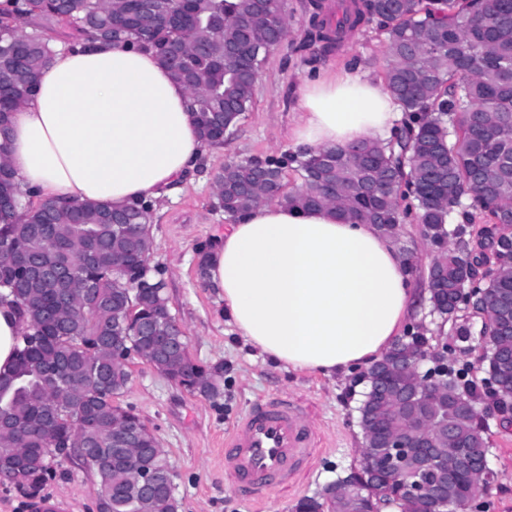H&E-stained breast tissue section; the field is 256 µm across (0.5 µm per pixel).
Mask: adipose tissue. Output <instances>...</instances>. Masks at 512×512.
<instances>
[{"instance_id":"1","label":"adipose tissue","mask_w":512,"mask_h":512,"mask_svg":"<svg viewBox=\"0 0 512 512\" xmlns=\"http://www.w3.org/2000/svg\"><path fill=\"white\" fill-rule=\"evenodd\" d=\"M188 92L153 53L58 52L4 143L16 181L43 199L120 207L175 189L203 150ZM294 150L390 137L402 118L384 86L344 70L304 83ZM207 281L240 336L270 361L331 374L389 350L419 299L392 239L336 209L261 204L207 254Z\"/></svg>"}]
</instances>
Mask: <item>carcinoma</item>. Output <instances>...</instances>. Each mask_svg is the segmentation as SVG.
Here are the masks:
<instances>
[{
    "mask_svg": "<svg viewBox=\"0 0 512 512\" xmlns=\"http://www.w3.org/2000/svg\"><path fill=\"white\" fill-rule=\"evenodd\" d=\"M134 0H9L0 9V63L17 41V24L36 16L48 24L73 22L72 45L125 43L151 51L172 78L189 92L188 107L196 132L218 144L211 122L224 103L225 132L252 107L260 72L269 55L286 39L287 0H166L145 29L126 25ZM378 21L386 31L384 86L405 114L388 141L364 139L296 154L245 158L224 163L214 177V197L232 218L261 203L300 209L332 206L351 223L373 224L400 240L401 225L412 219L423 240L445 260L443 275L429 283V301L445 322L457 324L453 302L470 281L464 236L474 215L493 224L512 225V0H351L336 26L321 22L319 41L328 49L348 31ZM251 44L245 56L224 59V44ZM28 65L17 71L18 95L10 113L31 98L39 76L54 59L51 40L39 33L26 39ZM186 48V57L174 48ZM294 167L298 188L284 190V172ZM22 190L0 149V196ZM459 212L458 245L448 243V217ZM150 206L131 202L122 208L72 203L59 207L45 200L36 208L0 211V303L10 302L24 322L21 348L10 376L0 379V483L28 499L42 491L46 477L63 466L69 448H89V471L97 479L98 499L109 512H178L172 468L155 434L128 407L115 402L131 374L112 357V348L157 353L154 369L193 393L220 395L217 372L179 352L182 337L166 335L169 310L166 283L149 275L153 237ZM39 256L48 265H66L79 286L23 278L24 260ZM512 238H500L484 287L492 300L484 313L488 327L506 328L509 320L498 295L512 296ZM95 292L87 308L85 283ZM151 320L155 337L136 333V322ZM501 399L512 400V369L498 361ZM448 425L456 443L476 451L486 443L475 422L479 386L463 371L448 373ZM366 393L359 411L364 446L359 470L346 477L362 508H372L369 485L375 448L367 424L396 421L392 410H372ZM124 429L151 453L122 467L114 461L113 442ZM447 499L459 502L483 495L489 483L452 456ZM148 466L158 484L141 495L130 472ZM381 500L400 512H434L426 499H406L399 483L384 484ZM296 512H336V503L304 497Z\"/></svg>",
    "mask_w": 512,
    "mask_h": 512,
    "instance_id": "obj_1",
    "label": "carcinoma"
}]
</instances>
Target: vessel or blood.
I'll list each match as a JSON object with an SVG mask.
<instances>
[{
  "instance_id": "b4317fda",
  "label": "vessel or blood",
  "mask_w": 512,
  "mask_h": 512,
  "mask_svg": "<svg viewBox=\"0 0 512 512\" xmlns=\"http://www.w3.org/2000/svg\"><path fill=\"white\" fill-rule=\"evenodd\" d=\"M302 410L280 398L255 404L224 442V469L255 503L288 484L311 455Z\"/></svg>"
}]
</instances>
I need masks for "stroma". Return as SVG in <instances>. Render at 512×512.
Instances as JSON below:
<instances>
[{
	"instance_id": "35a3bbf8",
	"label": "stroma",
	"mask_w": 512,
	"mask_h": 512,
	"mask_svg": "<svg viewBox=\"0 0 512 512\" xmlns=\"http://www.w3.org/2000/svg\"><path fill=\"white\" fill-rule=\"evenodd\" d=\"M340 2L288 0V37L263 66L253 106L225 135L223 144L205 147L195 170L152 211L150 266L167 283L169 308L187 333L190 358L217 369L222 391L217 398H207L169 381L141 359L130 362V382L119 401L139 414L166 452L179 512H292L299 499L318 495L360 460L359 407L366 385L359 381L358 370L327 376L269 364L238 336L224 314L223 300L197 273L204 247L226 224L213 195L215 174L232 159L291 152L302 81L343 68L383 80L386 34L378 23L348 33L327 53L311 45L315 10L332 21ZM411 318L423 323L426 336L447 342L450 367L467 366L475 380L485 378L477 318L469 320L472 336L467 340L457 336L454 324L432 314L429 305L419 306ZM284 397L302 407L317 430V446L309 466L294 482L258 506L224 474V436L254 402ZM479 410L487 426L488 463L494 472L479 512H512V426H506L489 401H481ZM43 494L48 501L66 503L69 512H97L96 480L77 464L64 463L62 474L47 480Z\"/></svg>"
}]
</instances>
